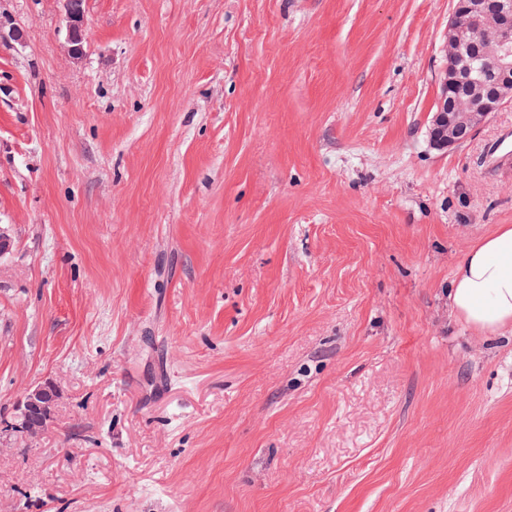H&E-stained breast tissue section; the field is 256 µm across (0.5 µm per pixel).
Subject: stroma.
<instances>
[{
	"mask_svg": "<svg viewBox=\"0 0 512 512\" xmlns=\"http://www.w3.org/2000/svg\"><path fill=\"white\" fill-rule=\"evenodd\" d=\"M450 9L85 0L73 58L0 0V512H512V330L448 303L512 104L431 146ZM61 399L58 387L50 381L29 388L19 406L22 428L30 437L38 436Z\"/></svg>",
	"mask_w": 512,
	"mask_h": 512,
	"instance_id": "1",
	"label": "stroma"
}]
</instances>
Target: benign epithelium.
<instances>
[{
	"mask_svg": "<svg viewBox=\"0 0 512 512\" xmlns=\"http://www.w3.org/2000/svg\"><path fill=\"white\" fill-rule=\"evenodd\" d=\"M84 13L69 3L66 48L84 53ZM448 65L440 79L429 139L438 150L471 140L489 117L512 103V0H452L443 44ZM61 399L51 381L29 388L19 406L22 428L38 436Z\"/></svg>",
	"mask_w": 512,
	"mask_h": 512,
	"instance_id": "benign-epithelium-1",
	"label": "benign epithelium"
}]
</instances>
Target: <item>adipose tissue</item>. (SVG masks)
Wrapping results in <instances>:
<instances>
[{
    "label": "adipose tissue",
    "mask_w": 512,
    "mask_h": 512,
    "mask_svg": "<svg viewBox=\"0 0 512 512\" xmlns=\"http://www.w3.org/2000/svg\"><path fill=\"white\" fill-rule=\"evenodd\" d=\"M456 315L484 335L512 328V225L480 237L457 262L448 287Z\"/></svg>",
    "instance_id": "ef3b65f1"
}]
</instances>
